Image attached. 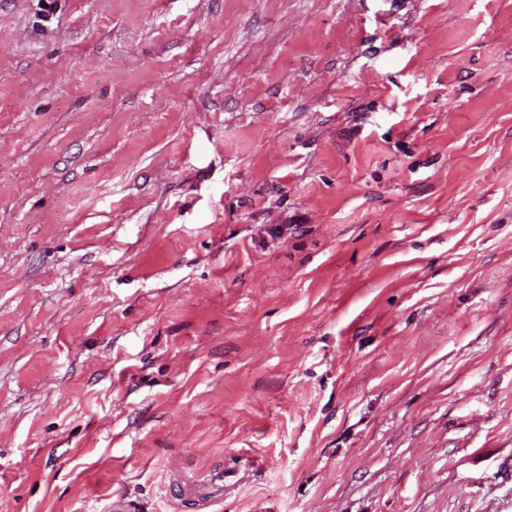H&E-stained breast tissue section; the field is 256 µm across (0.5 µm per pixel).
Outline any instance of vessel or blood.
I'll return each mask as SVG.
<instances>
[{"mask_svg": "<svg viewBox=\"0 0 512 512\" xmlns=\"http://www.w3.org/2000/svg\"><path fill=\"white\" fill-rule=\"evenodd\" d=\"M259 468L258 460L240 458L192 478L176 477L175 484L181 496L206 508L232 495L241 484L250 481Z\"/></svg>", "mask_w": 512, "mask_h": 512, "instance_id": "obj_1", "label": "vessel or blood"}]
</instances>
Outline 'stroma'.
Masks as SVG:
<instances>
[{
  "label": "stroma",
  "instance_id": "obj_1",
  "mask_svg": "<svg viewBox=\"0 0 512 512\" xmlns=\"http://www.w3.org/2000/svg\"><path fill=\"white\" fill-rule=\"evenodd\" d=\"M0 0V512H512V0ZM261 468V463L252 458H240L193 478L180 476L174 468L175 484L181 496L195 501L202 508L223 501L238 487L251 480Z\"/></svg>",
  "mask_w": 512,
  "mask_h": 512
}]
</instances>
